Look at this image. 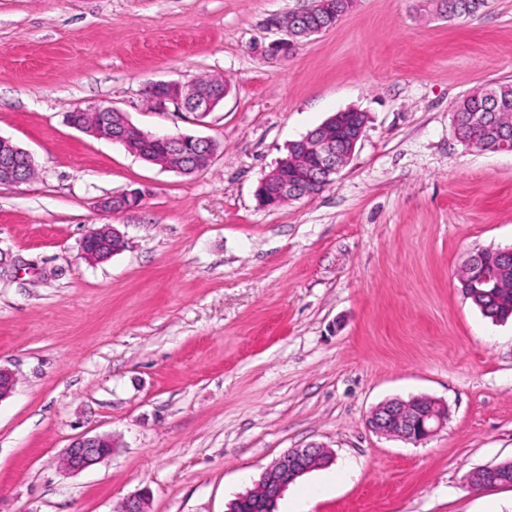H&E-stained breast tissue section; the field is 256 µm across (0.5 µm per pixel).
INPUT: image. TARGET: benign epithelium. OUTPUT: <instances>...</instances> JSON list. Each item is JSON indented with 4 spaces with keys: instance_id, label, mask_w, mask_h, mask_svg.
<instances>
[{
    "instance_id": "1",
    "label": "benign epithelium",
    "mask_w": 512,
    "mask_h": 512,
    "mask_svg": "<svg viewBox=\"0 0 512 512\" xmlns=\"http://www.w3.org/2000/svg\"><path fill=\"white\" fill-rule=\"evenodd\" d=\"M300 14H292L276 26L285 31V36L272 41L265 55L286 59L300 46L303 36H312L326 30V26H293ZM230 86L224 78H214L213 85L203 87L195 80L157 81L144 88L146 98L159 112L174 107L177 111L193 114L202 121L229 93ZM94 119L86 121L72 112L67 116L68 123L79 131L96 138L106 139L123 146L134 137L149 141L176 145L193 140L207 150L196 160L195 170L199 171L212 163L216 154L212 140L191 134H153L134 124L120 109L112 105H101L92 109ZM367 121H358L353 130L331 141L322 130H313L301 140L292 143L296 154L301 156L306 166L304 183L309 191L315 189L317 177L327 178L338 173L351 159L357 143L362 139ZM486 139L495 143L499 151L512 150V127L508 125L484 123ZM33 170L32 155L9 138L0 136V185H16L26 182L15 162ZM140 201L139 192L124 191L112 195L99 203L101 210L112 212L135 206ZM126 247V239L116 228L104 225L91 229L81 243V255L89 261H104ZM16 384L13 372L0 367V402L11 396ZM448 421V405L429 397H415L408 401L387 400L376 406L368 417V427L377 434L418 444L440 432ZM113 448L109 435H82L75 438L66 448L62 466L71 473H78L95 466L110 456ZM330 452L323 446L311 444L305 448H292L285 452L262 475L256 487L244 496L254 499L259 512H274V504L288 485L298 477L328 464ZM508 464L498 463L485 469H474L465 475L466 485L472 489H487L509 485ZM113 512H146V501L139 494L130 495L117 502Z\"/></svg>"
}]
</instances>
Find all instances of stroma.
Masks as SVG:
<instances>
[{
  "label": "stroma",
  "instance_id": "1",
  "mask_svg": "<svg viewBox=\"0 0 512 512\" xmlns=\"http://www.w3.org/2000/svg\"><path fill=\"white\" fill-rule=\"evenodd\" d=\"M312 0H0V136L36 174L0 186V512H227L292 448L328 466L276 512H512V487L466 474L512 460V321L457 275L512 247V152L462 144L455 103L512 83V0L449 21L435 0H358L284 61L269 21ZM221 76L204 122L155 111L147 83ZM109 103L153 133L218 145L192 175L70 126ZM366 112L320 194L259 205L260 179L334 113ZM140 188L138 207L99 200ZM111 224L127 246L81 256ZM429 396L446 426L372 432L380 403ZM82 434L111 457L61 466ZM100 242H110L117 248L104 250L100 246ZM126 239L116 228L110 225H103L91 229L83 238L81 243V255L89 261H104L112 257L114 254L122 251L126 247Z\"/></svg>",
  "mask_w": 512,
  "mask_h": 512
}]
</instances>
